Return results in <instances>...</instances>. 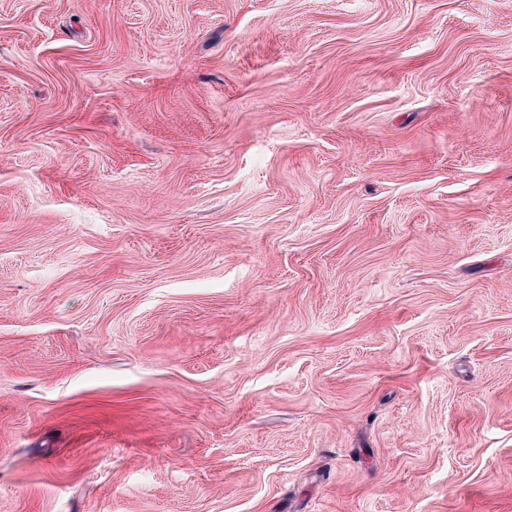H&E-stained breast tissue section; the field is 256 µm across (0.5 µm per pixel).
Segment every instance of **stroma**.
I'll list each match as a JSON object with an SVG mask.
<instances>
[{
  "mask_svg": "<svg viewBox=\"0 0 512 512\" xmlns=\"http://www.w3.org/2000/svg\"><path fill=\"white\" fill-rule=\"evenodd\" d=\"M0 512H512V0H0Z\"/></svg>",
  "mask_w": 512,
  "mask_h": 512,
  "instance_id": "obj_1",
  "label": "stroma"
}]
</instances>
